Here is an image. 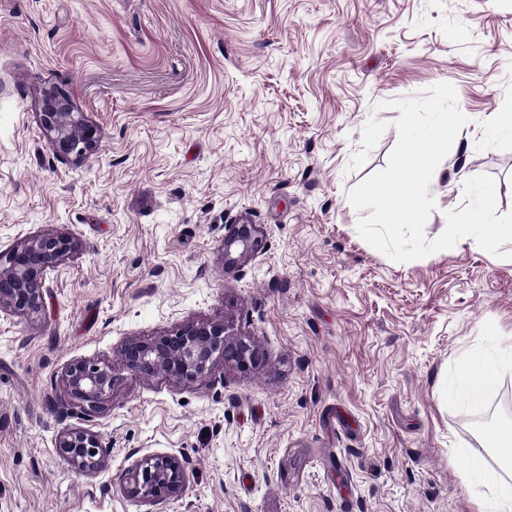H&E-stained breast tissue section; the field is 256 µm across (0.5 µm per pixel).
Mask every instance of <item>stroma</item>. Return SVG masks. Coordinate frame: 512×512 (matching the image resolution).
Returning a JSON list of instances; mask_svg holds the SVG:
<instances>
[{"label":"stroma","instance_id":"obj_1","mask_svg":"<svg viewBox=\"0 0 512 512\" xmlns=\"http://www.w3.org/2000/svg\"><path fill=\"white\" fill-rule=\"evenodd\" d=\"M451 83L469 117L429 194L427 239L484 174L512 211V0H0V252L45 231L80 253L45 308L0 312V512H484L462 450L506 387L459 391L469 352L512 349V244L397 263L347 194L386 168L393 100ZM67 92L99 128L60 160L37 112ZM259 225L244 273L228 225ZM232 320L263 354L187 384L121 370L131 338ZM120 370L106 410L60 411L71 362ZM90 427L101 468L56 443ZM186 463L180 497L127 489L134 454Z\"/></svg>","mask_w":512,"mask_h":512}]
</instances>
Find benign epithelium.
Masks as SVG:
<instances>
[{"label": "benign epithelium", "mask_w": 512, "mask_h": 512, "mask_svg": "<svg viewBox=\"0 0 512 512\" xmlns=\"http://www.w3.org/2000/svg\"><path fill=\"white\" fill-rule=\"evenodd\" d=\"M40 127L55 155L81 162L98 146L99 129L83 112L73 110L68 94L49 90L41 99ZM71 234L47 232L31 236L0 255V311L34 316L42 311L47 274L80 251ZM262 247L256 224H231L224 236V269L241 272ZM261 363L256 341L239 334L232 322L182 324L171 333L131 339L121 351L122 369L134 375L160 374L176 382H192L210 375L219 365L246 371ZM117 382L109 363L80 360L63 374V399L92 418L106 409ZM60 455L71 469L93 473L102 463L103 445L97 432L77 427L64 430ZM187 482L184 462L172 453L137 458L130 471L129 494L147 503H162L182 494Z\"/></svg>", "instance_id": "benign-epithelium-1"}]
</instances>
